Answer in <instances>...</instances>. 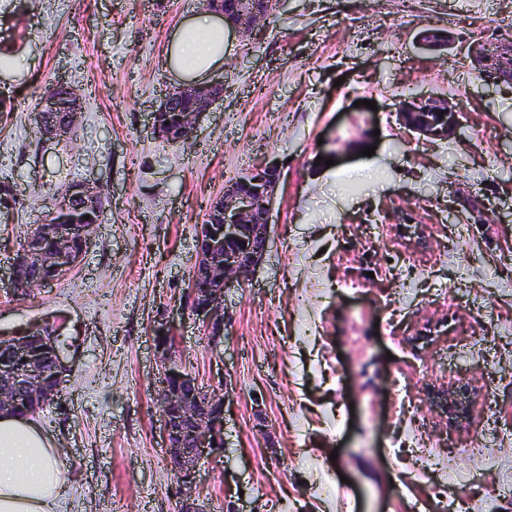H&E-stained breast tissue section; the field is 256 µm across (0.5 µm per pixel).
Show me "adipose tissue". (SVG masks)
Instances as JSON below:
<instances>
[{
  "instance_id": "obj_1",
  "label": "adipose tissue",
  "mask_w": 512,
  "mask_h": 512,
  "mask_svg": "<svg viewBox=\"0 0 512 512\" xmlns=\"http://www.w3.org/2000/svg\"><path fill=\"white\" fill-rule=\"evenodd\" d=\"M220 16L189 17L167 50L170 71L188 83L201 82L226 57ZM67 459L31 417L0 416V512H60L69 490Z\"/></svg>"
}]
</instances>
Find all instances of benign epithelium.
Listing matches in <instances>:
<instances>
[{
	"instance_id": "1",
	"label": "benign epithelium",
	"mask_w": 512,
	"mask_h": 512,
	"mask_svg": "<svg viewBox=\"0 0 512 512\" xmlns=\"http://www.w3.org/2000/svg\"><path fill=\"white\" fill-rule=\"evenodd\" d=\"M236 21L231 30L248 34L267 20L268 0H232ZM422 46L454 50L459 37L443 28H425L417 34ZM464 57L483 75L499 85L512 75V39L490 38L465 47ZM56 91L41 97L31 113L39 139L64 145L82 113L80 95L69 83L58 81ZM224 96V79L202 84H180L161 98L153 112V132L180 142L192 135L195 120L213 101ZM437 112L441 118L411 120L419 108ZM459 104L434 96L405 98L397 109L402 124L426 140L447 139L461 128ZM173 115L166 122L163 117ZM281 172L274 165L255 169L224 186L211 207L207 222L197 225L196 261L185 293V304L217 345L226 336L224 295L233 283L243 281L265 258L271 242L274 194ZM104 189L88 181L69 183L57 195L40 233L31 237L26 252L14 259L9 279L16 292H26L65 277L82 259L92 243L94 227L106 213ZM48 269L37 281L25 274L29 260ZM204 279L212 288H198ZM162 364L158 392L160 422L165 435L171 471L179 488L178 512H208L205 501L193 492L199 461L224 447V398L204 390L192 372L179 364L172 349L170 327L155 330ZM63 359L57 329L34 326L11 336L0 335V414L15 412L54 399L62 380Z\"/></svg>"
}]
</instances>
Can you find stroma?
I'll return each instance as SVG.
<instances>
[{"label":"stroma","instance_id":"obj_1","mask_svg":"<svg viewBox=\"0 0 512 512\" xmlns=\"http://www.w3.org/2000/svg\"><path fill=\"white\" fill-rule=\"evenodd\" d=\"M202 6L0 12L15 60L0 69L13 105L0 185L19 196L0 217V269L69 182L109 195L72 272L0 288L1 333L47 323L71 339L61 390L34 416L72 466L63 512H177L156 406L161 320L183 366L225 394L224 450L199 464L210 512H475L493 490L512 512V86L414 43L429 27L467 43L512 33V0H287L252 35L230 33L223 98L170 143L151 128L179 82L165 48ZM59 80L84 111L71 143L41 146L30 114ZM462 87L461 137L398 124L400 99ZM269 161L284 166L270 248L227 290L215 346L184 306L196 228L225 182ZM462 197L479 221L450 219ZM443 390L465 394L457 424L436 405Z\"/></svg>","mask_w":512,"mask_h":512}]
</instances>
